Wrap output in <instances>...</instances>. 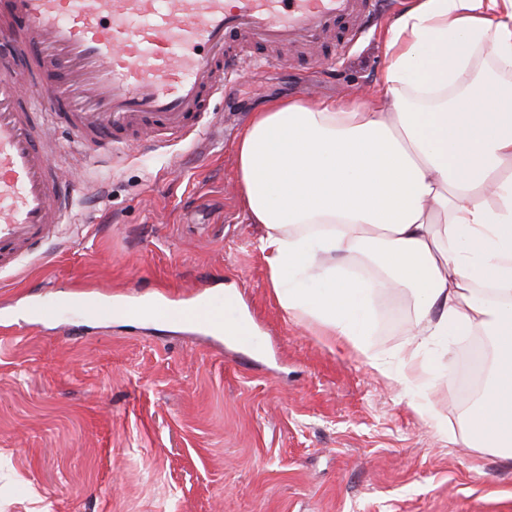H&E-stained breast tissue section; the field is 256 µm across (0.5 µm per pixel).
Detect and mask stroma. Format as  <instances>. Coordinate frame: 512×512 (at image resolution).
I'll return each mask as SVG.
<instances>
[{"mask_svg":"<svg viewBox=\"0 0 512 512\" xmlns=\"http://www.w3.org/2000/svg\"><path fill=\"white\" fill-rule=\"evenodd\" d=\"M336 62L280 58L244 71L184 142L145 140L88 164L69 141L53 159L85 182L71 223L21 272L0 278L6 305L46 295L101 300L212 291L263 335V355L203 334L91 316L53 330L0 334V512H496L512 468L468 447L470 408L456 382L420 415L412 396L353 350L296 323L278 304L240 202L234 147L270 99H367L386 58L390 0ZM394 296L371 338L391 354L408 339Z\"/></svg>","mask_w":512,"mask_h":512,"instance_id":"stroma-1","label":"stroma"}]
</instances>
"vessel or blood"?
<instances>
[{
	"label": "vessel or blood",
	"mask_w": 512,
	"mask_h": 512,
	"mask_svg": "<svg viewBox=\"0 0 512 512\" xmlns=\"http://www.w3.org/2000/svg\"><path fill=\"white\" fill-rule=\"evenodd\" d=\"M384 0H0V273L55 240L82 195L52 162L48 129L89 158L204 123L254 45L348 49ZM218 302L140 306L133 318L205 331ZM70 302L26 305L36 324Z\"/></svg>",
	"instance_id": "1"
}]
</instances>
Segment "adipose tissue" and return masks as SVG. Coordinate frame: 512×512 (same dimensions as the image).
I'll use <instances>...</instances> for the list:
<instances>
[{
    "instance_id": "obj_1",
    "label": "adipose tissue",
    "mask_w": 512,
    "mask_h": 512,
    "mask_svg": "<svg viewBox=\"0 0 512 512\" xmlns=\"http://www.w3.org/2000/svg\"><path fill=\"white\" fill-rule=\"evenodd\" d=\"M375 101L274 100L235 145L247 219L280 306L429 413L455 336L495 357L463 419L512 465V0H409ZM412 299L410 339L373 352L376 305Z\"/></svg>"
}]
</instances>
